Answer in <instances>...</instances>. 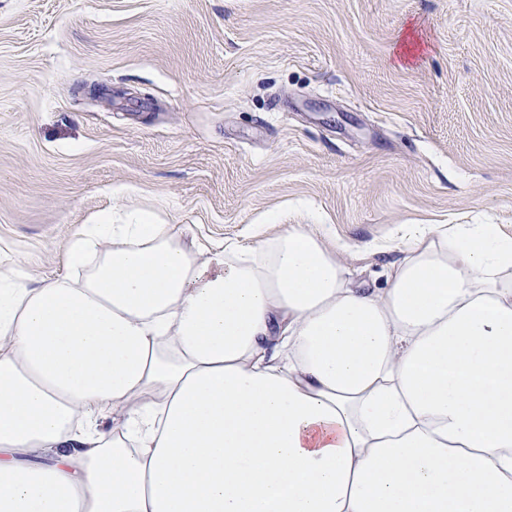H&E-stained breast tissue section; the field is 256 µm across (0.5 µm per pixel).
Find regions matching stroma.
Segmentation results:
<instances>
[{"label":"stroma","instance_id":"1","mask_svg":"<svg viewBox=\"0 0 512 512\" xmlns=\"http://www.w3.org/2000/svg\"><path fill=\"white\" fill-rule=\"evenodd\" d=\"M147 212L206 258L325 224L512 233V0H0V261Z\"/></svg>","mask_w":512,"mask_h":512}]
</instances>
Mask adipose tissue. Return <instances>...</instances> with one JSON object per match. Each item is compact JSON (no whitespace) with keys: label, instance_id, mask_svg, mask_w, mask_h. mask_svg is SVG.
Here are the masks:
<instances>
[{"label":"adipose tissue","instance_id":"obj_1","mask_svg":"<svg viewBox=\"0 0 512 512\" xmlns=\"http://www.w3.org/2000/svg\"><path fill=\"white\" fill-rule=\"evenodd\" d=\"M384 288L320 224L197 260L102 214L0 273V512H512V234L422 225Z\"/></svg>","mask_w":512,"mask_h":512}]
</instances>
